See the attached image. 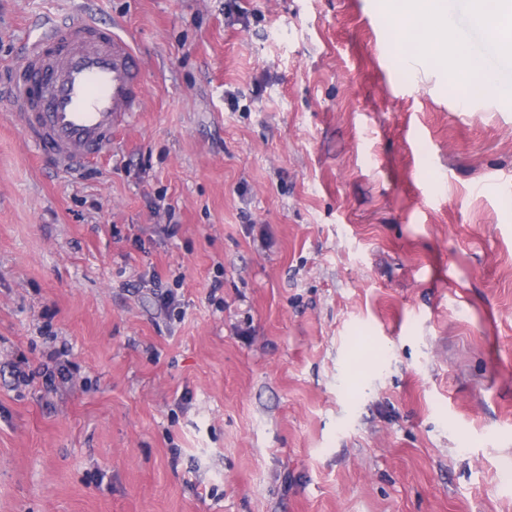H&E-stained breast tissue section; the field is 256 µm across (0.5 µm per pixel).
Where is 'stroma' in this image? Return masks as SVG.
<instances>
[{"instance_id":"1","label":"stroma","mask_w":512,"mask_h":512,"mask_svg":"<svg viewBox=\"0 0 512 512\" xmlns=\"http://www.w3.org/2000/svg\"><path fill=\"white\" fill-rule=\"evenodd\" d=\"M395 8L0 0V512H512V104ZM81 11L145 101L63 171L6 99Z\"/></svg>"}]
</instances>
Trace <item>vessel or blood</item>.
Returning a JSON list of instances; mask_svg holds the SVG:
<instances>
[{
  "label": "vessel or blood",
  "mask_w": 512,
  "mask_h": 512,
  "mask_svg": "<svg viewBox=\"0 0 512 512\" xmlns=\"http://www.w3.org/2000/svg\"><path fill=\"white\" fill-rule=\"evenodd\" d=\"M14 84L9 111L42 154L66 170L110 154L145 91L133 42L87 17L45 23Z\"/></svg>",
  "instance_id": "b4317fda"
}]
</instances>
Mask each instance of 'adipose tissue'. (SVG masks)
<instances>
[{
  "mask_svg": "<svg viewBox=\"0 0 512 512\" xmlns=\"http://www.w3.org/2000/svg\"><path fill=\"white\" fill-rule=\"evenodd\" d=\"M399 2L401 19L392 30L394 40L403 41L416 29L424 33L416 52L404 59L408 71H415L420 58L428 57L456 67L464 81L465 97L512 102V87L501 83L482 58L471 55L455 42L443 0ZM472 7L475 18L493 19L497 45L512 54V0H472Z\"/></svg>",
  "mask_w": 512,
  "mask_h": 512,
  "instance_id": "1",
  "label": "adipose tissue"
}]
</instances>
